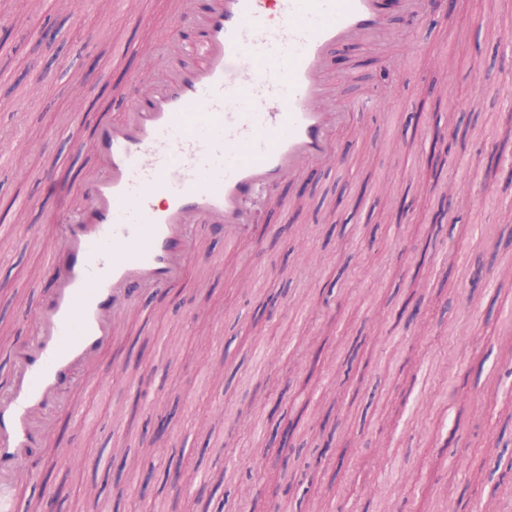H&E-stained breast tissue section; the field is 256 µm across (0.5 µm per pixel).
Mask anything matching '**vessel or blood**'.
<instances>
[{"label": "vessel or blood", "mask_w": 512, "mask_h": 512, "mask_svg": "<svg viewBox=\"0 0 512 512\" xmlns=\"http://www.w3.org/2000/svg\"><path fill=\"white\" fill-rule=\"evenodd\" d=\"M440 0H209L172 12L197 31L175 71L148 62L150 79L118 122L98 123L95 168L80 179L61 243L50 255L57 285L34 310V334L15 344L0 394V512L34 482L32 451L50 446L60 410L82 416L73 392L99 387L92 369L141 289L167 292L202 256L200 227L237 242L256 201H279L281 183L335 157L331 54L375 45L440 11ZM253 69L237 77L246 55Z\"/></svg>", "instance_id": "obj_1"}]
</instances>
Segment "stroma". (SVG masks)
Returning a JSON list of instances; mask_svg holds the SVG:
<instances>
[{"label":"stroma","instance_id":"obj_1","mask_svg":"<svg viewBox=\"0 0 512 512\" xmlns=\"http://www.w3.org/2000/svg\"><path fill=\"white\" fill-rule=\"evenodd\" d=\"M507 26L512 0H456L419 27L395 23L385 47H337L339 101L375 107L334 130L336 160L284 182L242 243L200 228L207 260H191L169 292L132 296L95 370L101 387L78 395L86 420L57 418L54 448L80 463L51 512H240L271 497L284 512H446L459 499L498 512L512 496V279L499 277L512 268V177L486 166L512 131V57L493 37ZM1 28L0 147L19 148L0 165V337L23 341L33 325L22 311L55 286L61 203L95 164L71 99L104 85L131 94L149 77L145 54L173 69L182 53L168 0H127L119 13L112 0H0ZM118 38L134 48L121 60ZM40 71L49 79L33 99ZM478 75L491 88L480 99ZM436 134L456 138L445 169L472 186L451 230L434 222L448 200L427 166ZM405 304L418 317L377 335V313ZM457 382L487 413L449 401ZM423 392L431 403L418 415ZM294 419L299 456L246 484L242 458ZM157 435L171 455L151 456ZM457 448L471 473L452 468ZM189 458L180 495L172 475Z\"/></svg>","mask_w":512,"mask_h":512}]
</instances>
